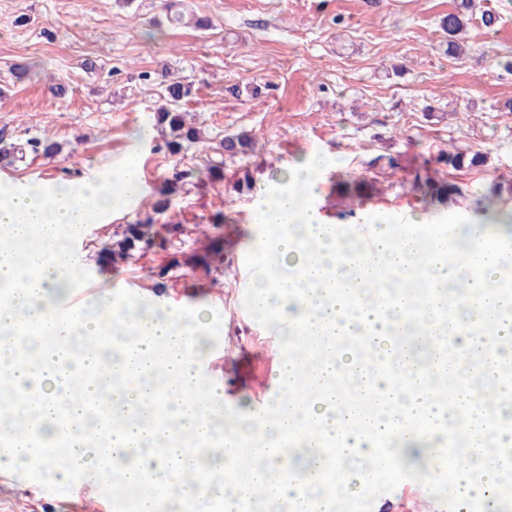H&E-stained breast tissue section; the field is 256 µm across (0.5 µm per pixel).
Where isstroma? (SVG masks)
Returning a JSON list of instances; mask_svg holds the SVG:
<instances>
[{"label":"stroma","mask_w":512,"mask_h":512,"mask_svg":"<svg viewBox=\"0 0 512 512\" xmlns=\"http://www.w3.org/2000/svg\"><path fill=\"white\" fill-rule=\"evenodd\" d=\"M461 0H0V149L9 152L0 185L80 181L139 150L145 174L138 202L111 221L92 224L72 255L78 287L94 293L134 288L180 310L202 309L205 369L231 408L262 407L276 387L285 353L281 324L248 314L240 268L261 272L249 256L251 204L296 159L331 158L318 175L316 204L328 223L355 215L350 234L414 214L447 230L483 220L485 199L512 203V0H477L465 53L449 56L442 19ZM492 23H483L482 14ZM209 22L196 28L197 19ZM25 78H18L21 68ZM188 81L181 108L202 133L178 155L161 135L148 143L166 104L165 88ZM244 132L255 149L226 160L224 178L207 166L224 138ZM49 154H12L30 141ZM458 147L482 164L454 169L441 157ZM381 156L395 166L378 164ZM431 162L437 178L468 186L439 202L412 190L415 171ZM188 170L185 193L165 220L178 224L166 247L135 251L115 264L101 249L125 225L150 213L163 178ZM250 176L251 190L237 180ZM223 212L224 226L209 219ZM219 251L210 266L195 257ZM362 512H456L454 493L423 496L405 476ZM115 494L101 485L34 474L15 483L0 470V512H106Z\"/></svg>","instance_id":"35a3bbf8"}]
</instances>
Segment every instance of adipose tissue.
I'll use <instances>...</instances> for the list:
<instances>
[{
    "mask_svg": "<svg viewBox=\"0 0 512 512\" xmlns=\"http://www.w3.org/2000/svg\"><path fill=\"white\" fill-rule=\"evenodd\" d=\"M324 162L300 158L287 181L264 188L254 201L258 232L251 244L265 270L251 285L255 312L285 324L294 337L307 340L316 353L309 358L287 353L278 368V393L263 408L246 414L222 409L209 414L201 403L208 389L199 351L205 336L195 313L163 305L140 308L130 318V303L104 297L78 315L64 313L62 298L75 279L63 228L106 222L118 204H130L142 191L143 172L137 153H128L112 179L63 181L51 186L28 182L11 185L0 202V281L14 282L0 302V380L25 393L20 410L41 428H54L65 417L61 440L73 478L90 477L97 484L135 486L145 482L181 486L183 512L216 505L218 512H260V502L286 499L294 512H359L363 495L379 484L398 481L413 472L419 456L438 464V473L453 485L459 508L483 501L497 488L503 471L489 446L501 436L492 425H468L466 449L449 456L441 427L448 406L436 389V369L417 367L412 356H395L394 340L409 313L408 300L384 305L368 300L366 289L384 270L395 271L409 284L426 287L422 319L427 336H449L470 353L474 371L487 381L502 374L504 353L512 354V318L499 322L495 346H487L478 328L463 335L456 330L448 304L438 290L453 280L458 268L448 255V236L431 230L428 240L413 233L396 234L393 227H374L370 249L349 253L345 233L327 223L315 205L318 173ZM474 262L469 286L478 297L474 320L506 313L512 299L494 289L512 253L501 252L493 230L471 228ZM24 244L17 255L15 244ZM291 266L293 277L280 276ZM135 329L119 360L101 354L72 355V340H91ZM364 334L373 354L367 364L353 349H340V336ZM121 373L122 385L112 391V414L120 425L110 429V458L101 461L98 444L87 421V372ZM177 389L173 416L179 433L158 427L165 408L157 394V379ZM349 379L354 390L391 393L392 405L358 412L353 402H341L337 382ZM301 436L308 452L300 466L305 480H291V464L279 449L288 435ZM399 437L400 447L383 450L386 438ZM262 441L263 465L253 468L247 482H186L196 468L194 447L217 443L216 465L237 458L244 445ZM161 455H151L155 445ZM333 447L337 459L325 470L323 454ZM53 449L22 438L0 448V465L24 471L39 464L52 470ZM328 472L330 482L344 487L331 498L310 495L316 475Z\"/></svg>",
    "mask_w": 512,
    "mask_h": 512,
    "instance_id": "ef3b65f1",
    "label": "adipose tissue"
}]
</instances>
